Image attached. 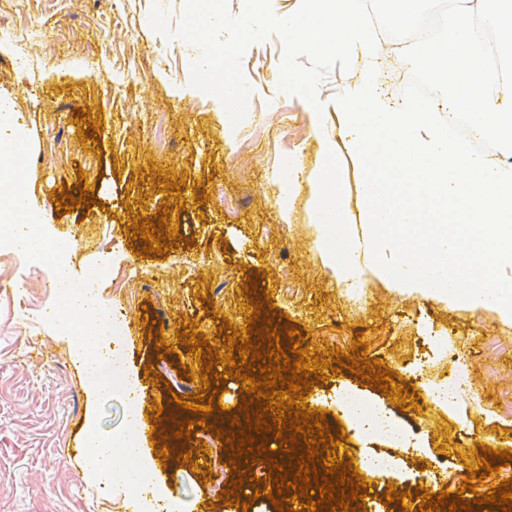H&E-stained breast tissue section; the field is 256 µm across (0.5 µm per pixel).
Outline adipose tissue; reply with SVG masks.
Instances as JSON below:
<instances>
[{"instance_id": "adipose-tissue-1", "label": "adipose tissue", "mask_w": 512, "mask_h": 512, "mask_svg": "<svg viewBox=\"0 0 512 512\" xmlns=\"http://www.w3.org/2000/svg\"><path fill=\"white\" fill-rule=\"evenodd\" d=\"M462 2L449 39L422 50L405 44L406 57L421 60L447 86L436 103L396 104L382 94L376 49L383 34L362 0H336L331 12L316 0H294L279 24L289 44L335 53L353 67L335 123L317 126L332 168L308 176L313 221L336 240L324 252L328 268L345 283L386 272L406 293L460 296L472 309L512 320V94L500 71L479 65L490 52L512 59V40L492 49L486 40L488 32L512 31V0ZM476 142L487 152L475 153ZM347 162L362 173L353 187ZM353 190L362 204L357 221L350 215ZM85 446L98 486L142 487L139 512L171 506L155 480L154 457L131 447L136 465L127 467L91 414Z\"/></svg>"}]
</instances>
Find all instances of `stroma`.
Returning <instances> with one entry per match:
<instances>
[{
	"instance_id": "obj_1",
	"label": "stroma",
	"mask_w": 512,
	"mask_h": 512,
	"mask_svg": "<svg viewBox=\"0 0 512 512\" xmlns=\"http://www.w3.org/2000/svg\"><path fill=\"white\" fill-rule=\"evenodd\" d=\"M156 2L179 22L185 0H0V103L30 143L25 190L56 236L72 242L73 279L97 266L116 268L111 286L93 293L125 323L115 349L124 374L137 380L141 420L155 417L171 395L201 393L197 357L177 332L192 326L217 338L219 315L244 329L252 314L244 285L254 277L312 355L351 351L362 336L368 358L401 377L419 404L402 410L348 370L336 376L319 368L322 380L309 388L305 404L324 412L332 434L349 425L336 405L344 390L413 433L407 447L350 435L345 447L372 493L367 512H419L416 491H458L477 446L512 450V321L460 300L404 294L377 275L367 278L361 300H351L322 261L325 242L311 217L308 184L273 177L281 151L299 170L323 165L310 103L280 91L270 45L257 43L242 60L252 88L246 115L226 129L212 95L191 84L198 48L152 29ZM25 31L37 38L19 56L3 36ZM82 111L99 118L96 137H88ZM173 180L183 187L170 195L163 184ZM81 183L95 205L57 209L62 190ZM166 209L183 243L142 256L144 242L129 239V226ZM131 267L141 276L128 283L122 272ZM19 275L23 287L0 291V512H137L124 491L93 483L84 447L87 414L104 407L101 427L113 433L128 422L131 398L103 404L91 394L69 340L44 320L56 299L45 271L1 255L0 278ZM147 318L161 325L170 354L158 355ZM460 372L471 393L445 408L434 404L428 391ZM190 437L215 460L208 475L147 445L177 512H239L220 500L238 474L214 430L195 425ZM376 454L394 461L393 479L368 467ZM390 483L412 493L407 506L374 501Z\"/></svg>"
}]
</instances>
